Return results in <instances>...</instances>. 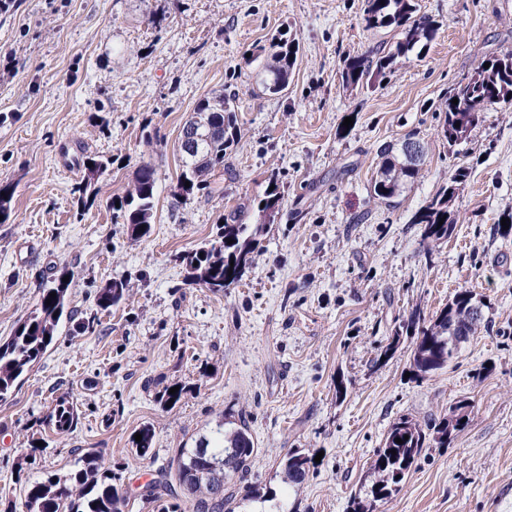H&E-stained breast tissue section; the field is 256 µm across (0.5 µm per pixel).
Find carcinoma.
<instances>
[{
  "mask_svg": "<svg viewBox=\"0 0 512 512\" xmlns=\"http://www.w3.org/2000/svg\"><path fill=\"white\" fill-rule=\"evenodd\" d=\"M417 0H364L362 21L365 28H391L396 41L388 51L373 54L348 55L343 60L340 77L343 86L355 89L364 86L372 77L386 74L399 57H406L424 47L436 35L439 22L418 14ZM298 43L283 34L272 37L267 45H255L249 61H260L255 73V85L262 93L278 95L288 87L297 62ZM489 67L479 64L466 81L458 83L442 98L444 120L441 134L453 147L464 143L481 114L501 104H512V51L488 59ZM458 103H452V99ZM236 94H214L201 99L193 116L184 127H196L205 139L194 152H181V171L178 176L179 195L185 201L210 188L209 178L224 168V157L242 140L235 120ZM379 168L372 187V197L388 202L411 187L418 177L424 158V147L415 142V134L405 135L402 141L389 144L379 154ZM112 165V160L94 155L83 156L85 175L75 185L81 211L90 209L99 194L98 180ZM465 172H457L445 185L419 208L412 223L423 225L424 239L438 243L448 239L458 223L451 209L452 201ZM156 171L149 163L138 166L129 188L112 198V211L127 224L131 235H146L154 218ZM15 187L0 182V215L8 220L12 213ZM282 197L279 187L264 191L259 211L273 213L279 209ZM261 228L244 224L237 212L224 217L216 235L207 242L174 255L175 262L186 273L185 280L202 285L213 293L239 283L246 269L260 253ZM63 271L47 279L38 302L13 335L0 344V401L9 397L22 377L34 367L54 343L60 320L68 319L73 330L85 331L92 321L76 320L69 309V283L62 281ZM55 299H49L50 293ZM130 297L125 280H114L96 294V311L108 312ZM485 303L470 289L457 291L453 298L430 317L413 310L402 320L380 347L377 362L393 359L404 339H412L410 371L424 381L448 367L462 347L478 334L484 323ZM179 390L171 394L173 387ZM189 387L179 382L163 388L156 401L172 408L187 394ZM473 405L467 399L448 407V414L435 425V441L447 448L457 431L469 419ZM78 421L77 407L65 396L56 400L46 417V425L57 435L70 432ZM403 443L398 444L395 439ZM427 437L420 423L402 415L389 428L382 446L374 454L367 470L371 484L349 500V512H372L377 503H387L400 491V484L414 463L427 448ZM254 442L247 417L226 428L219 423L212 435H202L193 448H179L157 477L146 483L135 500L140 510L148 512H234L245 498H237L239 485L247 481ZM313 465L312 458L298 448H291L281 461L283 481L302 484ZM116 475L103 464L99 451L90 448L80 452L72 469L63 476L27 481L21 502H8L4 512H127L130 500L121 486L114 483Z\"/></svg>",
  "mask_w": 512,
  "mask_h": 512,
  "instance_id": "1",
  "label": "carcinoma"
}]
</instances>
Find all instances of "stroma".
<instances>
[{
	"label": "stroma",
	"instance_id": "stroma-1",
	"mask_svg": "<svg viewBox=\"0 0 512 512\" xmlns=\"http://www.w3.org/2000/svg\"><path fill=\"white\" fill-rule=\"evenodd\" d=\"M418 4L440 23L435 39L356 90L341 82L345 56L393 40L364 27V0H10L0 10V180L15 186L0 223V342L51 270L69 271L82 316L112 280L132 290L93 330L61 322L0 402V502L20 500L26 480L67 474L88 448L137 489L176 448L243 413L256 448L249 483L275 495L247 512H347L396 419L427 428L466 397L468 425L449 447L426 448L383 510L512 512V233L498 224L512 210V104L484 112L455 147L439 110L478 63L512 49V0ZM282 29L299 41L298 65L287 90L258 95L246 54ZM226 88L243 138L209 191L182 200V127L200 98ZM409 133L426 147L418 178L392 202L374 200L380 149ZM85 151L112 165L81 216L72 189ZM144 162L156 170L154 220L137 238L110 202ZM462 167L459 222L427 244L411 217ZM273 180L283 199L266 216L255 201ZM239 206L263 227L242 281L219 294L186 283L174 255ZM462 288L486 300L485 326L453 363L409 377L407 342L377 363L397 320L432 315ZM177 381L190 392L160 406L156 392ZM64 393L78 425L33 448ZM146 425L152 459L132 443ZM291 448L321 458L297 488L279 466Z\"/></svg>",
	"mask_w": 512,
	"mask_h": 512
}]
</instances>
